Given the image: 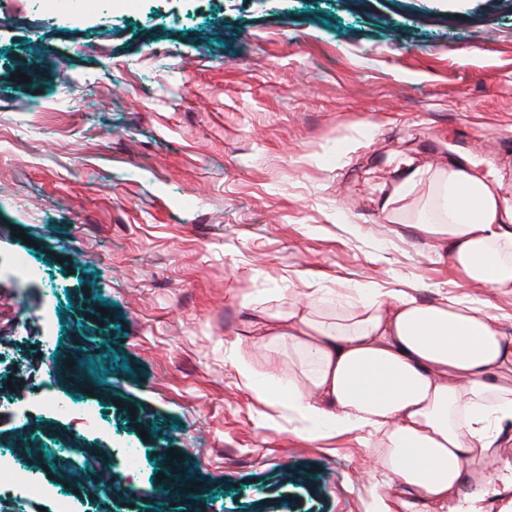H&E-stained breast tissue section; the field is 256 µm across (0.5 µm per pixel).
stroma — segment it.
Wrapping results in <instances>:
<instances>
[{
    "label": "stroma",
    "instance_id": "obj_1",
    "mask_svg": "<svg viewBox=\"0 0 512 512\" xmlns=\"http://www.w3.org/2000/svg\"><path fill=\"white\" fill-rule=\"evenodd\" d=\"M463 155L512 190V0H0V444L66 453L72 512H368L377 453L300 433L249 323L371 283L512 337L412 229L430 181L381 211L402 157ZM47 379L100 427L9 389Z\"/></svg>",
    "mask_w": 512,
    "mask_h": 512
}]
</instances>
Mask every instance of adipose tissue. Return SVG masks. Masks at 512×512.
I'll return each instance as SVG.
<instances>
[{
	"label": "adipose tissue",
	"instance_id": "obj_1",
	"mask_svg": "<svg viewBox=\"0 0 512 512\" xmlns=\"http://www.w3.org/2000/svg\"><path fill=\"white\" fill-rule=\"evenodd\" d=\"M436 192L414 227L445 253L470 285L512 292V195L475 161L399 169L392 205L422 178ZM254 329L287 348L282 405L311 440L368 433L380 450L370 480V512H483L458 501L464 480H484L488 462L512 482V456L491 425L512 421V341L495 314L461 298L419 302L369 285L319 289L267 310Z\"/></svg>",
	"mask_w": 512,
	"mask_h": 512
}]
</instances>
